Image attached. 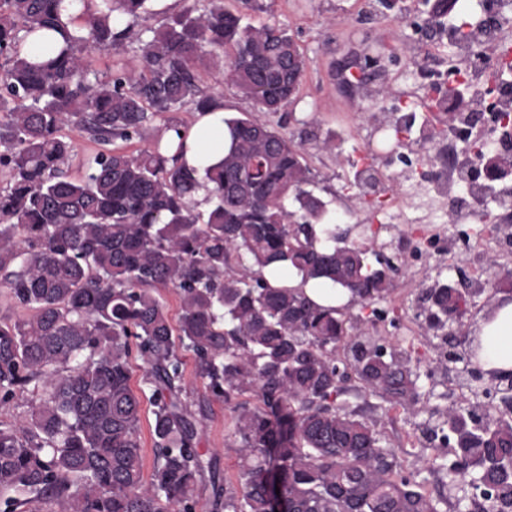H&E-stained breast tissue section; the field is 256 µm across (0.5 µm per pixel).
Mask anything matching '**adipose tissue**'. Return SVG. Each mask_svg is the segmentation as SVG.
Returning <instances> with one entry per match:
<instances>
[{"mask_svg": "<svg viewBox=\"0 0 512 512\" xmlns=\"http://www.w3.org/2000/svg\"><path fill=\"white\" fill-rule=\"evenodd\" d=\"M224 116V111L219 110L197 117L191 124L184 156L186 165L202 172L223 158L227 144ZM473 336L481 345L477 365L494 374L512 372L511 295H499L492 310L479 319Z\"/></svg>", "mask_w": 512, "mask_h": 512, "instance_id": "obj_1", "label": "adipose tissue"}]
</instances>
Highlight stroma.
Wrapping results in <instances>:
<instances>
[{"label":"stroma","instance_id":"obj_1","mask_svg":"<svg viewBox=\"0 0 512 512\" xmlns=\"http://www.w3.org/2000/svg\"><path fill=\"white\" fill-rule=\"evenodd\" d=\"M262 8L253 12V25L275 23L284 28L303 51L307 67L300 92L278 114L271 116L273 126L298 144L311 166L319 187L336 193V210L343 226L364 224L369 213L359 199L350 196L343 186L354 176L352 163L364 152H372L378 167L400 172L403 158L418 160L432 158L439 147L430 136H411L395 144L385 132L386 113L367 111L365 101L375 88L367 86L358 98L342 96L336 90V65L350 51L383 47L391 58L382 83L394 101L427 105L428 94L421 74L430 63L423 56V43L418 25L427 17V5L418 13H410V0H400V8H387L384 0H260ZM183 7L182 0H155L154 15L148 24L132 28V37L124 47L93 50L88 58L89 68L100 78L111 77L119 62L132 59L139 41L148 39L150 29L161 26ZM334 138L333 149H325L324 141ZM412 208L407 218L418 210H433L434 229L447 242L445 248L418 258H408L416 235L395 237L386 224L389 215H381L385 227L377 243L385 244L387 253L405 255L398 287L387 306L388 318L377 325L380 336L394 348H404L419 358L422 367H431L439 358L444 343L441 337L419 329L415 320L420 287L432 284L437 278L453 280L487 278L503 285L512 282V250L505 248V234L475 238L472 246H463L456 237L458 228L472 231L484 226L486 216H500L501 207L491 197L477 200L461 190L448 194L443 203H436L429 187L408 182L403 186ZM464 226H457V219ZM232 408L219 400L211 401L205 422L203 448L215 455L219 467L229 481L238 473L237 448L232 436ZM429 416L409 410L390 412L382 417L379 427L391 448L403 462L404 472L411 479H429L423 458L427 442L423 430Z\"/></svg>","mask_w":512,"mask_h":512}]
</instances>
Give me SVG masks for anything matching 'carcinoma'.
Returning <instances> with one entry per match:
<instances>
[{
  "label": "carcinoma",
  "mask_w": 512,
  "mask_h": 512,
  "mask_svg": "<svg viewBox=\"0 0 512 512\" xmlns=\"http://www.w3.org/2000/svg\"><path fill=\"white\" fill-rule=\"evenodd\" d=\"M151 0H99L73 17L63 0H0V288L27 320L0 321V512H444L442 492L403 475L377 428L420 403V360L360 348L397 288L375 266L367 228L335 223L332 201L298 146L269 122L224 118L230 143L204 176L178 161L188 126L166 127L135 154L115 147L156 118L221 108L197 70L208 67L275 114L299 93L306 58L276 24L255 27L259 0H184L112 77L90 78L86 56L117 47L148 21ZM53 31V56L21 54L19 34ZM77 131L97 146L70 173ZM205 188L207 209L193 195ZM299 280L272 284L275 268ZM329 282L350 296L324 306L304 291ZM177 298L172 320L161 291ZM466 297L438 281L418 316L438 329ZM144 363L130 385L129 359ZM206 391L234 403L237 483L200 448L208 402L188 399L184 353ZM153 416L154 467L143 476L139 423ZM426 431L440 481L476 473L468 512H512V417L473 398Z\"/></svg>",
  "instance_id": "obj_1"
}]
</instances>
